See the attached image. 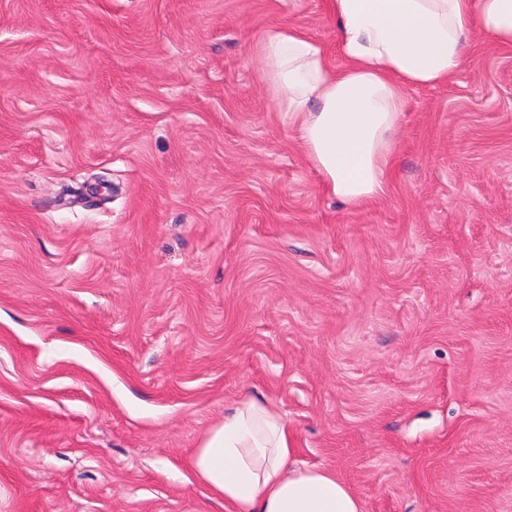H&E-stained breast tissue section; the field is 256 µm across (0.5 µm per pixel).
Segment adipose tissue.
Wrapping results in <instances>:
<instances>
[{"label":"adipose tissue","mask_w":512,"mask_h":512,"mask_svg":"<svg viewBox=\"0 0 512 512\" xmlns=\"http://www.w3.org/2000/svg\"><path fill=\"white\" fill-rule=\"evenodd\" d=\"M336 49L295 28L267 31L258 58L326 192L349 207L383 194L406 90L451 81L475 31L512 45V0H329ZM226 512H363L335 472L299 464L267 402L225 410L190 460Z\"/></svg>","instance_id":"ef3b65f1"}]
</instances>
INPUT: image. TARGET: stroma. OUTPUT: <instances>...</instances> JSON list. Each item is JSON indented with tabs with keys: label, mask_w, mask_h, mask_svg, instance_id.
I'll use <instances>...</instances> for the list:
<instances>
[{
	"label": "stroma",
	"mask_w": 512,
	"mask_h": 512,
	"mask_svg": "<svg viewBox=\"0 0 512 512\" xmlns=\"http://www.w3.org/2000/svg\"><path fill=\"white\" fill-rule=\"evenodd\" d=\"M327 0H0V512H224L267 399L363 512H512V46L410 89L324 191L256 61Z\"/></svg>",
	"instance_id": "stroma-1"
}]
</instances>
